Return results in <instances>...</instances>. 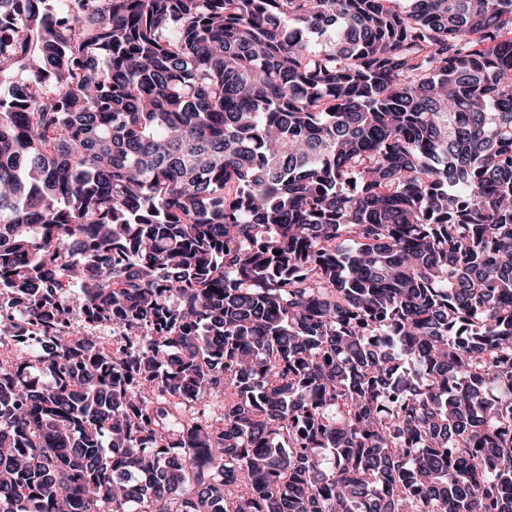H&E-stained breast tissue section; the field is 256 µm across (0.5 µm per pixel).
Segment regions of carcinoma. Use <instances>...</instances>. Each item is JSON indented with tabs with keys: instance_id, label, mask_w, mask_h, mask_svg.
<instances>
[{
	"instance_id": "cac0c4a2",
	"label": "carcinoma",
	"mask_w": 512,
	"mask_h": 512,
	"mask_svg": "<svg viewBox=\"0 0 512 512\" xmlns=\"http://www.w3.org/2000/svg\"><path fill=\"white\" fill-rule=\"evenodd\" d=\"M6 298L0 512H512V0H0Z\"/></svg>"
}]
</instances>
